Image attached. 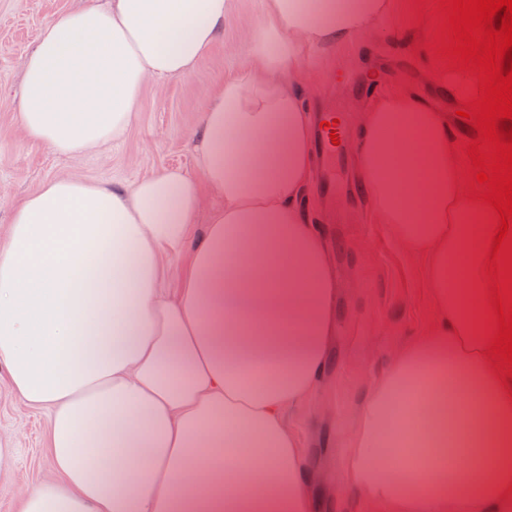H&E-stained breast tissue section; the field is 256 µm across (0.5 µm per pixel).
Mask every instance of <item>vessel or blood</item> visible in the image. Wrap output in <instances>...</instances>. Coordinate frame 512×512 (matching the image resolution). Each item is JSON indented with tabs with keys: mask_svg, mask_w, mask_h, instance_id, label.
Wrapping results in <instances>:
<instances>
[{
	"mask_svg": "<svg viewBox=\"0 0 512 512\" xmlns=\"http://www.w3.org/2000/svg\"><path fill=\"white\" fill-rule=\"evenodd\" d=\"M346 118L343 109L331 102L318 103L313 109V149L320 168L316 189L324 197L354 189L349 177L353 146ZM332 120L337 123L333 130L327 127Z\"/></svg>",
	"mask_w": 512,
	"mask_h": 512,
	"instance_id": "b4317fda",
	"label": "vessel or blood"
}]
</instances>
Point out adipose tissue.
<instances>
[{
    "label": "adipose tissue",
    "mask_w": 512,
    "mask_h": 512,
    "mask_svg": "<svg viewBox=\"0 0 512 512\" xmlns=\"http://www.w3.org/2000/svg\"><path fill=\"white\" fill-rule=\"evenodd\" d=\"M387 0H262L241 73L207 105L199 176L72 177L13 208L0 244V365L49 413L53 479L17 512H512V394L485 356L488 224L448 116L384 92L357 133L361 189L426 255L434 318L363 397L340 488L286 413L327 379L337 278L303 188L312 114L301 43L369 32ZM230 0H96L21 64L27 137L80 157L122 138L142 88L193 71ZM221 204L200 235L208 195ZM186 256L178 281L168 259Z\"/></svg>",
    "instance_id": "adipose-tissue-1"
}]
</instances>
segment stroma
Here are the masks:
<instances>
[{
  "label": "stroma",
  "instance_id": "obj_1",
  "mask_svg": "<svg viewBox=\"0 0 512 512\" xmlns=\"http://www.w3.org/2000/svg\"><path fill=\"white\" fill-rule=\"evenodd\" d=\"M91 2L0 0V240L9 231L12 203L59 176L129 186L170 168L198 175L193 146L204 109L225 77L242 70L244 47L251 36L243 22L261 11V0H232L233 17L223 36L190 74L147 85L140 94L137 115L121 140L103 152L70 158L31 142L22 130L16 110L21 62L45 25ZM388 3L368 34L305 50L306 105L341 97L350 125L358 126L368 104L347 81L373 75L381 64L386 70L378 90L405 87L428 96L453 81L461 99L472 98V77L449 70L445 60L434 58L428 50L437 26L419 21L418 16L432 11L433 0ZM306 196L312 223L330 225L337 212L347 219L343 237L329 248L337 279L343 284L332 376L320 392L333 412L325 416L306 410L294 417L300 431L317 444L312 466L337 482L345 464L344 440L362 394L385 370L393 352L427 328L433 307L423 276L424 257L393 240L364 196L353 195L331 205L311 184ZM46 432V411L17 401L0 367V437L10 440L14 450L11 472L0 477V512H16L21 490L52 477Z\"/></svg>",
  "mask_w": 512,
  "mask_h": 512
}]
</instances>
